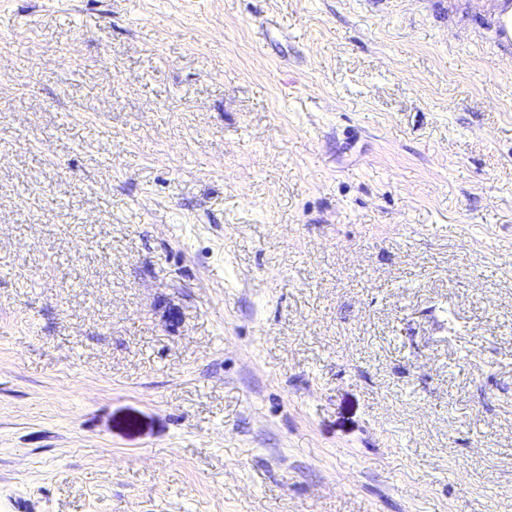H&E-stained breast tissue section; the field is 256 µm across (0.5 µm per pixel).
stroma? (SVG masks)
<instances>
[{
    "instance_id": "35a3bbf8",
    "label": "stroma",
    "mask_w": 512,
    "mask_h": 512,
    "mask_svg": "<svg viewBox=\"0 0 512 512\" xmlns=\"http://www.w3.org/2000/svg\"><path fill=\"white\" fill-rule=\"evenodd\" d=\"M479 9L0 0V512H512Z\"/></svg>"
}]
</instances>
